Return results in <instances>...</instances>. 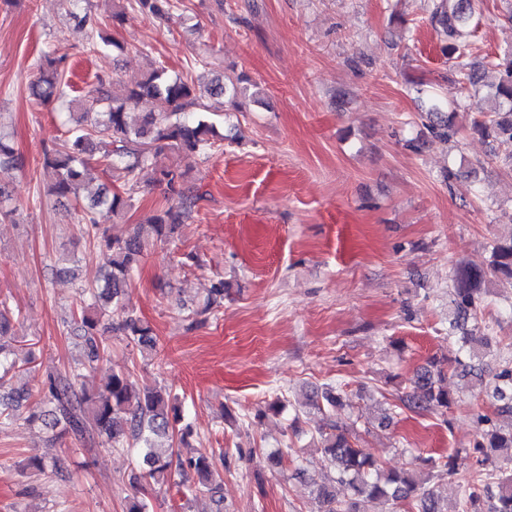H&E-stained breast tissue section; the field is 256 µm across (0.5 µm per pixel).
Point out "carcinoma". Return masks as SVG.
I'll list each match as a JSON object with an SVG mask.
<instances>
[{
  "label": "carcinoma",
  "mask_w": 512,
  "mask_h": 512,
  "mask_svg": "<svg viewBox=\"0 0 512 512\" xmlns=\"http://www.w3.org/2000/svg\"><path fill=\"white\" fill-rule=\"evenodd\" d=\"M70 18L94 32L89 50L123 49V43L111 36L86 9L84 0H64ZM429 21L439 32L441 52L456 75L461 90L467 94L477 90L486 74L494 76L489 84L495 108L473 119L471 133L484 140L512 144V51L486 61L476 55L472 41L474 9L472 0H429ZM139 10L159 19L174 15L173 0H135ZM244 76L224 84L215 77L207 84L171 76L163 68H152L133 80L98 79L91 90L88 104L79 112L69 113L68 141L59 149L44 153L45 167L53 172L54 180L47 195L57 201L74 204L73 220L82 226L89 238L110 252V269L81 289L83 300L65 323H75L81 331L86 363L73 366L63 373L48 375L38 394L16 391L0 397V430L8 429L19 416L23 403L31 402L26 421L30 425L52 418L53 426L114 450L137 449L135 493L127 498L126 512H149L147 491L155 486L171 484L174 443L186 444L191 435L190 425L182 424L183 414L178 398L166 389L136 386L132 375L123 370L112 372L107 382L97 389L83 383V368L107 357L108 347L103 337L104 318L116 317L113 332L140 351L156 348V336L151 325L124 302L131 273L139 265L150 244L174 238L181 224L192 212V188L186 185V172L169 160L176 155H205L224 142V134L201 113L188 108L201 106L203 97L234 100L247 91ZM33 99L46 104L68 97V82L64 59L45 58L38 65V74L30 83ZM150 98L156 110L141 116L140 123L130 122L131 111ZM459 104L448 105L444 112L433 103L426 112L424 127L446 141L458 136L455 118ZM119 173L123 184L114 189L101 185L95 196L80 202L79 191L90 171L91 161ZM19 168L21 162L13 148L0 137V167ZM149 169L154 183L165 189L172 200L168 207L156 210L125 236H97L98 226L105 218L120 219L134 207L141 173ZM512 283V226L496 237L490 250L489 271L474 267L455 270L453 285L454 317L451 330L457 332L458 357L462 367L460 378L486 382L496 411L509 417L503 426L484 414H477L478 430L472 449L461 450L446 457L444 466L453 474L459 469L468 477L458 485L459 512H512V362L506 361L484 378L471 360L484 355L491 347L486 331L479 325L478 313L489 293L488 276ZM226 284L213 282L195 307L189 309L193 323H203L224 305ZM19 313L8 299L0 298V378L15 369L31 370L34 359L20 358L6 341L11 335L12 321ZM445 368L435 361L417 375L404 404L418 412H433L449 408L453 398L448 390ZM339 402L335 389L328 386L311 393L306 405L321 413H332ZM317 447L324 450L333 474L321 483H313L317 512H367L363 504L383 503L391 512H445L433 489L428 486L425 467L433 460H423L424 466L406 470H386L371 455L356 445L354 428L327 418L318 430ZM501 474L498 480L483 476L488 466ZM183 472L191 471L195 480L186 485L176 484L183 496L197 497L221 493V485L213 479V455L197 451L178 461ZM345 486L347 496L338 499L332 484Z\"/></svg>",
  "instance_id": "cac0c4a2"
}]
</instances>
